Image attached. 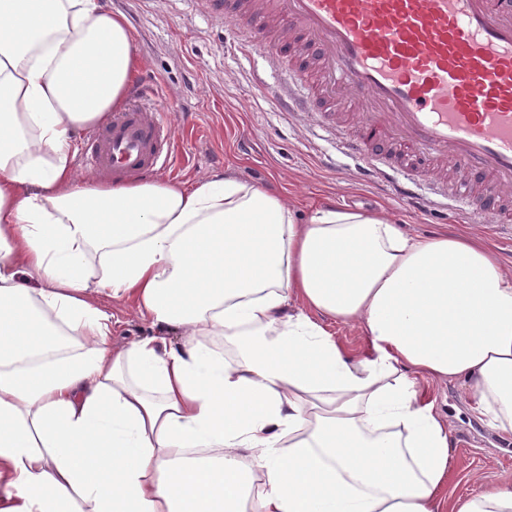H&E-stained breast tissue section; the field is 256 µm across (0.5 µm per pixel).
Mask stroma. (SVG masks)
I'll return each mask as SVG.
<instances>
[{"mask_svg": "<svg viewBox=\"0 0 512 512\" xmlns=\"http://www.w3.org/2000/svg\"><path fill=\"white\" fill-rule=\"evenodd\" d=\"M129 29L139 61L135 75L175 131L178 153L160 181L192 185L234 176L276 193L300 219L333 202L384 211L403 230H443L481 238L512 270V238L494 224H468L449 212L421 213L386 184L363 179L356 162L337 156L316 113L279 111L255 79L252 55L240 49L241 27L214 14L208 0H109ZM116 318L112 340L150 334V320L122 302H105ZM428 397L451 425L453 468L448 499L477 493L512 475V435L487 429L453 384L428 383Z\"/></svg>", "mask_w": 512, "mask_h": 512, "instance_id": "stroma-1", "label": "stroma"}]
</instances>
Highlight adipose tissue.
Returning a JSON list of instances; mask_svg holds the SVG:
<instances>
[{"label":"adipose tissue","instance_id":"adipose-tissue-1","mask_svg":"<svg viewBox=\"0 0 512 512\" xmlns=\"http://www.w3.org/2000/svg\"><path fill=\"white\" fill-rule=\"evenodd\" d=\"M135 65L107 0H0V512H512L511 476L447 501L451 432L419 387L512 434L497 252L382 212L301 223L231 177L79 174ZM106 300L154 334L113 344ZM325 321L329 331L339 338L351 353L363 354L367 350L366 338L358 328L328 321V318H324L323 322Z\"/></svg>","mask_w":512,"mask_h":512}]
</instances>
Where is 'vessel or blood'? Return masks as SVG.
<instances>
[{
  "mask_svg": "<svg viewBox=\"0 0 512 512\" xmlns=\"http://www.w3.org/2000/svg\"><path fill=\"white\" fill-rule=\"evenodd\" d=\"M249 28L278 68L289 44L304 68L282 71L285 111L319 112L361 175L412 204L427 188L469 217L512 226V0H209ZM95 131L86 164L124 182L170 168L174 134L129 89Z\"/></svg>",
  "mask_w": 512,
  "mask_h": 512,
  "instance_id": "vessel-or-blood-1",
  "label": "vessel or blood"
}]
</instances>
